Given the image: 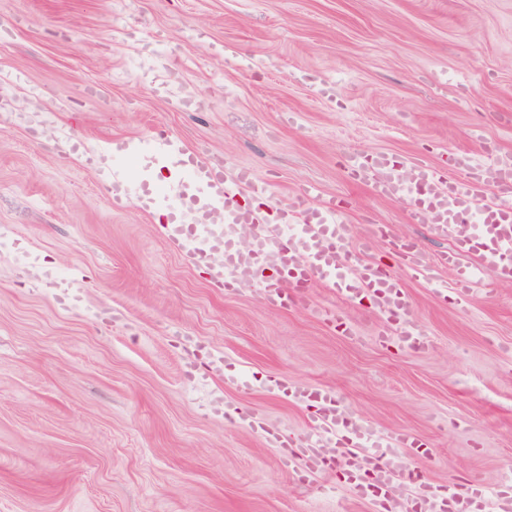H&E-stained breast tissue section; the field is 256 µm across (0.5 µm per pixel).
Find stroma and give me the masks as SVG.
I'll list each match as a JSON object with an SVG mask.
<instances>
[{
    "label": "stroma",
    "instance_id": "35a3bbf8",
    "mask_svg": "<svg viewBox=\"0 0 512 512\" xmlns=\"http://www.w3.org/2000/svg\"><path fill=\"white\" fill-rule=\"evenodd\" d=\"M0 98V512H372L213 412L220 392L304 434L269 377L412 431L432 484L512 477V285L484 280L461 307L406 279L431 338L414 352L327 288L276 308L217 287L88 162L160 124L279 201L335 204L357 244L390 225L451 280L449 237L352 185L348 164L512 154V0H0ZM33 261L80 273L78 299L31 280Z\"/></svg>",
    "mask_w": 512,
    "mask_h": 512
}]
</instances>
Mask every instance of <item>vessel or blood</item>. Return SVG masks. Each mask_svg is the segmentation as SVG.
Instances as JSON below:
<instances>
[{
  "label": "vessel or blood",
  "mask_w": 512,
  "mask_h": 512,
  "mask_svg": "<svg viewBox=\"0 0 512 512\" xmlns=\"http://www.w3.org/2000/svg\"><path fill=\"white\" fill-rule=\"evenodd\" d=\"M173 153L178 156L180 173L176 186H132L129 172L134 158ZM97 173L111 190L114 203L134 201L150 211L165 210L164 234L189 262L214 263L215 254H222L221 263H214V278L225 291L255 284L267 304L282 308L306 302L316 284L329 285L349 303L375 305L396 325L399 339L410 350L428 348L430 340L412 316L404 277L428 281L434 266L453 269L455 300L461 305L467 304L473 285L484 278L512 282L511 155L482 161L459 152L445 172L421 163L405 168L384 153L353 160L352 182H363L367 174H374L377 196L406 201L413 221L453 233L451 248L434 264L423 258L412 239H393L394 252L406 267L402 276L375 264L351 263L352 230L334 205L313 204L309 191H300L289 203L277 206L278 219L269 223L261 209L240 202L245 193L270 200L268 182L247 168L209 169L195 152L176 149L171 138L147 135L126 145L116 144ZM191 188L202 190L213 209L224 211L232 230L220 224L204 227L182 221L172 199ZM274 389L313 417L307 433L297 442L296 456L303 460L307 472L329 468V449H366L367 473H350L348 480L356 497L375 492L378 512H384L401 482L414 486L416 512H480L489 501L497 512H512L511 485L494 491L481 484L463 490L452 486L445 491L428 486L418 472L426 461L420 438L410 431L385 434L358 423L334 389L286 378L276 380ZM224 416L263 433L273 447L288 444L287 439L266 429L249 405L225 404ZM397 450L413 458L412 468L396 471L392 456Z\"/></svg>",
  "instance_id": "obj_1"
}]
</instances>
